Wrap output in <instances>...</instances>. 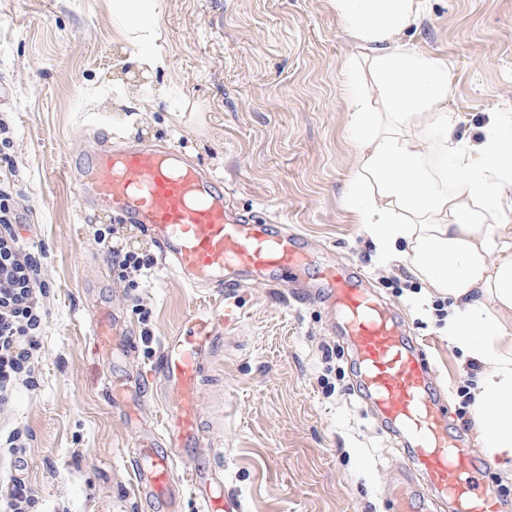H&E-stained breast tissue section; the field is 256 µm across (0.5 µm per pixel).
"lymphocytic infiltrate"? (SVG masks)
<instances>
[{"label": "lymphocytic infiltrate", "instance_id": "obj_1", "mask_svg": "<svg viewBox=\"0 0 512 512\" xmlns=\"http://www.w3.org/2000/svg\"><path fill=\"white\" fill-rule=\"evenodd\" d=\"M20 211L10 185L0 183V512H40L39 498L22 476L26 436L10 426L11 403L18 389H36V359L48 285L40 254L20 232ZM122 279L135 282L154 265V257L115 241L110 231L98 234Z\"/></svg>", "mask_w": 512, "mask_h": 512}]
</instances>
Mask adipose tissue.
Returning <instances> with one entry per match:
<instances>
[{
	"instance_id": "ef3b65f1",
	"label": "adipose tissue",
	"mask_w": 512,
	"mask_h": 512,
	"mask_svg": "<svg viewBox=\"0 0 512 512\" xmlns=\"http://www.w3.org/2000/svg\"><path fill=\"white\" fill-rule=\"evenodd\" d=\"M355 42L347 72L357 144L346 200L377 246L447 299L448 343L483 366L472 391L481 448L512 468V120L458 140L448 64L409 49L424 0H331ZM124 38L151 70L168 66L153 0H112ZM441 165H434L433 157Z\"/></svg>"
}]
</instances>
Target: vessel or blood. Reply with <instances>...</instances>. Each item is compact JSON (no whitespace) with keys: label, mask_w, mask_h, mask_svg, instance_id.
<instances>
[{"label":"vessel or blood","mask_w":512,"mask_h":512,"mask_svg":"<svg viewBox=\"0 0 512 512\" xmlns=\"http://www.w3.org/2000/svg\"><path fill=\"white\" fill-rule=\"evenodd\" d=\"M80 198L122 223L139 226L157 245L162 268L190 287H208V302L166 337L156 371L172 406L159 431L146 438L127 470L148 512H180L181 487L172 466L181 451L199 446L198 412L204 355L221 327L234 321L231 299L248 282L294 287L304 271L333 299L341 333L353 353L357 396L405 450V466L420 471L427 491L451 512H501L486 475L487 453L469 448L448 410V385L438 379L423 348L402 329L393 305L376 297L362 276L329 264L309 266L307 241L280 230L273 219L228 208L224 181L181 161L174 149L111 147L83 154ZM95 348L114 352L116 327L105 315L90 319ZM195 512H243L215 469L188 468Z\"/></svg>","instance_id":"b4317fda"}]
</instances>
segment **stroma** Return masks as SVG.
<instances>
[{"instance_id": "obj_1", "label": "stroma", "mask_w": 512, "mask_h": 512, "mask_svg": "<svg viewBox=\"0 0 512 512\" xmlns=\"http://www.w3.org/2000/svg\"><path fill=\"white\" fill-rule=\"evenodd\" d=\"M169 68H141L112 18V0H0V115L13 147L20 233L44 254L49 286L39 386L19 390L12 424L28 431L24 478L43 512H141L125 469L167 407L159 346L203 304L200 291L153 268L129 286L96 232L129 246L151 239L100 208L81 209L72 158L98 134L167 144L223 176L231 204L307 237L321 261L355 264L401 309L448 383L458 413L480 365L448 344L427 287L385 262L345 199L356 145L346 65L356 51L331 0H157ZM405 40L448 64V107L479 143L491 113L512 117V0H425ZM167 86V99L155 91ZM205 360L200 462L224 470L243 512H391L402 457L352 391L350 352L317 302L252 284ZM153 333L108 363L88 315ZM144 380L143 402L112 397L108 377Z\"/></svg>"}]
</instances>
